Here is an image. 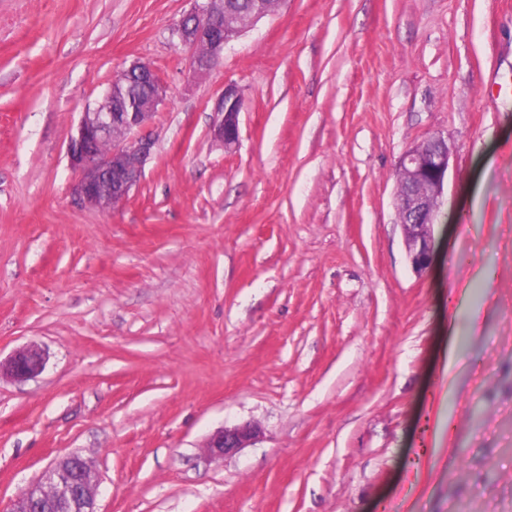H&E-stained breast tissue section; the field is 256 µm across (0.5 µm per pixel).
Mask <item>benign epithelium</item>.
Here are the masks:
<instances>
[{
    "label": "benign epithelium",
    "instance_id": "1",
    "mask_svg": "<svg viewBox=\"0 0 512 512\" xmlns=\"http://www.w3.org/2000/svg\"><path fill=\"white\" fill-rule=\"evenodd\" d=\"M193 7L182 15L173 35L190 53L189 70L207 73L224 56V47L269 15L265 0H254L237 23H224V0H192ZM128 81L149 85L147 96L136 102L107 91L93 109L82 113L76 132L68 143V157L77 179L73 193L82 206L110 211L122 203L139 182L145 164L154 152L155 141L145 132L164 102L166 82L150 64L134 62L124 70ZM243 97L234 84L224 91L212 108L211 131L215 140L229 149L239 139V115ZM108 142V148L101 147ZM451 148L441 135L431 136L407 151L398 171L397 211L412 268H427L434 252L431 228L443 196L450 165ZM46 364L44 351L35 343L0 361V377H34ZM259 430L251 425L223 428L206 444L213 458L248 447ZM98 479L91 465L77 454L57 461L43 479L23 492L9 512H97Z\"/></svg>",
    "mask_w": 512,
    "mask_h": 512
}]
</instances>
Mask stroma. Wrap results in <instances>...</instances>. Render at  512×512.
Listing matches in <instances>:
<instances>
[{"label":"stroma","instance_id":"stroma-1","mask_svg":"<svg viewBox=\"0 0 512 512\" xmlns=\"http://www.w3.org/2000/svg\"><path fill=\"white\" fill-rule=\"evenodd\" d=\"M189 7L0 0V358L47 356L0 379V505L75 453L99 512H512V0H280L193 79ZM135 61L155 155L77 205L68 138ZM438 134L419 274L397 172ZM243 108V97L234 84H225L224 91L215 100L212 108L211 131L215 140L230 149L239 139V115ZM46 364L44 351L35 343L16 351L7 361L0 359V378L3 375L17 379L34 377L42 372ZM258 434L259 430L251 425L222 428L209 438L205 448L212 458L224 459V456L248 447Z\"/></svg>","mask_w":512,"mask_h":512}]
</instances>
